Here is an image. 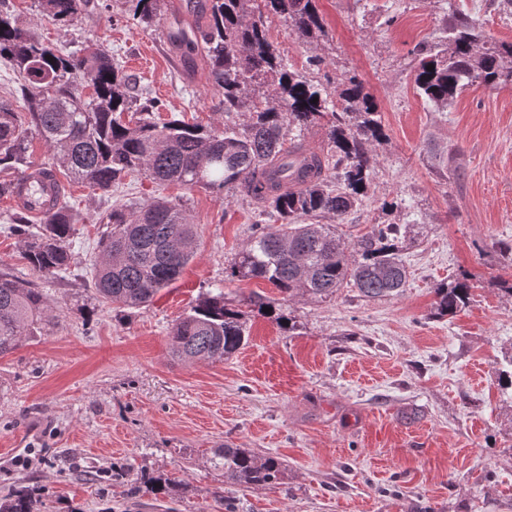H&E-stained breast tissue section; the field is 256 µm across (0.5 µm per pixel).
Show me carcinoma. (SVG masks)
Listing matches in <instances>:
<instances>
[{"label": "carcinoma", "mask_w": 512, "mask_h": 512, "mask_svg": "<svg viewBox=\"0 0 512 512\" xmlns=\"http://www.w3.org/2000/svg\"><path fill=\"white\" fill-rule=\"evenodd\" d=\"M55 21L77 16L84 0H42ZM127 15L155 25L160 0H124ZM204 24L194 39L179 44L205 53L210 78L220 89L218 111L224 128L206 129L183 119L163 125L151 115L161 107L148 88L132 96L128 78L112 54L95 49L84 55L65 45L41 42L0 11V59L11 64L17 88L0 95V197L14 189L11 170L26 158L29 134L36 133L69 178L109 192L126 177L143 173L158 184L181 183L222 191L238 190L257 205L258 219L246 246L236 255L230 276L261 279L279 297L254 293L248 304L270 309L266 316L283 331L294 324L283 302L302 294L315 299L352 288L366 298L394 296L408 284L403 251L411 241L406 224H374L353 244L309 218L341 217L367 194L376 165L375 145L386 138L378 106L355 73L343 76L337 100L322 84L288 69L266 35L264 19L279 16L299 38L325 35L315 0H198ZM445 28L446 48L412 51L419 94L439 109L474 85H512V45L482 40L466 15L452 11ZM93 93L84 94L86 88ZM245 112L238 125L233 114ZM328 128L327 152H308L286 142L287 128ZM280 225H264L263 215ZM77 213L64 199L52 204L44 223L32 230L15 218L6 232L25 242L24 258L36 273L66 272ZM99 223L101 260L93 270L99 298L124 312L148 305L179 279L196 255V229L182 205L155 198L127 209L114 207ZM469 279L458 277L434 288V315L453 317L473 300ZM53 323L36 288L0 272V355L18 348ZM249 335L244 313L226 301L224 288L203 294L169 333L173 358L222 360ZM224 481L240 486H271L281 479L279 457L257 458L246 448L224 446L217 454ZM0 512H32L23 489L0 504Z\"/></svg>", "instance_id": "1"}]
</instances>
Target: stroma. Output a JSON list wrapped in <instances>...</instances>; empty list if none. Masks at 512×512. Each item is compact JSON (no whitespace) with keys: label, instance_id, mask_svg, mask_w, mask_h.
<instances>
[{"label":"stroma","instance_id":"stroma-1","mask_svg":"<svg viewBox=\"0 0 512 512\" xmlns=\"http://www.w3.org/2000/svg\"><path fill=\"white\" fill-rule=\"evenodd\" d=\"M191 3L160 0L148 29L122 17L119 0H86L69 23L45 17L40 0H0V10L45 42L106 47L161 100L160 120L220 128L207 59L174 64L164 33L195 28ZM497 4L316 0L327 35L311 44L281 18L265 24L291 71L331 95L350 71L374 96L387 138L371 185L328 224L349 243L374 224L411 225L401 294L297 299L283 308L289 333L249 307L243 348L184 364L170 355L169 331L212 285L233 303L275 294L230 276L256 220L248 198L141 174L109 193L66 182L79 222L70 266L55 278L0 232V271L40 289L55 317L0 356V497L26 489L34 512H512V389L499 384L512 352V295L502 289L512 282V86H472L442 112L411 79L413 49L436 41L451 8L486 41L511 45L512 14ZM154 197L182 202L196 257L147 306L121 313L91 285L98 218ZM462 274L473 302L433 318L434 287ZM227 444L280 457L279 483H225L215 457Z\"/></svg>","mask_w":512,"mask_h":512}]
</instances>
